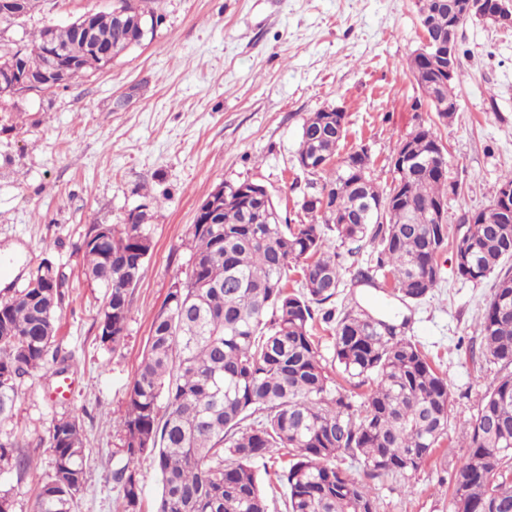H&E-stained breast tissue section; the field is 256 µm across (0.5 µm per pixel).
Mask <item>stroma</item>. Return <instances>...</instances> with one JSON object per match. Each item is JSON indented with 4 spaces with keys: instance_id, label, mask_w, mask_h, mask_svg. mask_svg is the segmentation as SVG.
I'll return each mask as SVG.
<instances>
[{
    "instance_id": "1",
    "label": "stroma",
    "mask_w": 512,
    "mask_h": 512,
    "mask_svg": "<svg viewBox=\"0 0 512 512\" xmlns=\"http://www.w3.org/2000/svg\"><path fill=\"white\" fill-rule=\"evenodd\" d=\"M112 4L44 0L41 11L0 23V46H21L44 26ZM153 8L163 20L151 40L67 88L0 102V247L12 264L0 290L22 287L45 259L63 271L56 343L77 368L65 397L49 396L42 373L25 377L14 417L0 422V439L18 438L35 454L28 473L0 472L12 512H31L37 483L53 469L47 428L67 414L83 416L89 453L78 510L114 512L112 453L128 387L154 315L191 266L196 209L217 185L248 180L268 189L288 223L306 222L302 199L325 180L297 163L309 113L343 108L342 149L367 150L382 187L398 138L433 128L447 150L452 237L462 215L490 205L512 171V29L477 18L460 28L458 109L445 123L409 76L422 44L416 0H155ZM124 93L129 103L114 110ZM136 208L146 214L152 250L130 291L125 342L111 351L97 338L104 291L86 282L79 244L89 225H123ZM328 244L342 262L336 311L385 314L450 385L447 438L411 480L376 482L379 512H449L454 466L467 453L464 428L501 372L471 354L493 281L461 278L448 249L438 258L437 288L405 305L381 289L374 244L355 251L333 235Z\"/></svg>"
}]
</instances>
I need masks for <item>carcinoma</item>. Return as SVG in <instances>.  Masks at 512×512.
<instances>
[{"mask_svg":"<svg viewBox=\"0 0 512 512\" xmlns=\"http://www.w3.org/2000/svg\"><path fill=\"white\" fill-rule=\"evenodd\" d=\"M153 38L162 17L144 0H117ZM74 74L101 67L93 45L128 50L125 31L105 14L91 41L74 23L53 27ZM43 35L16 49H0L20 74L44 66ZM410 74L430 108L441 110L440 76L417 59ZM344 115L319 110L303 118L299 152L321 159L310 174L328 173L321 192L303 199L305 224H272L265 211L241 200L224 205L211 224L194 225L195 252L186 277L174 282L155 314L147 351L128 392L121 419L123 457L112 470L119 512H141L137 461L152 456L161 475L156 512H268L256 462L283 448L293 457L276 474L286 512H378L370 482L409 479L448 436V376L419 344L363 310L336 322L330 376L313 333V306L333 302L341 284V242L377 244L375 268L402 301L419 302L437 287L438 255L453 247L467 280L495 277L479 321L482 355L512 365V200L489 222L472 214L448 241V216L434 204L448 199V157L430 128L398 138L393 154L412 141L419 163L400 183L381 190L370 178L367 152L339 153ZM332 199L322 207V191ZM145 213L125 228L92 224L82 236L83 275L107 289L96 320L100 343L125 338L129 290L142 276L152 248L140 231ZM45 260L24 286L0 298V420L13 414L19 383L36 371L70 373L72 356L55 346L61 288L46 278ZM300 270V289H288ZM366 386L360 405L352 390ZM468 454L455 467L452 512H512V372L496 377L480 398L465 432ZM53 472L34 494V512H76L85 483L81 417L62 416L48 429ZM490 448L501 452L492 455ZM359 464L355 478L338 464ZM33 455L14 439H0V466L25 474Z\"/></svg>","mask_w":512,"mask_h":512,"instance_id":"carcinoma-1","label":"carcinoma"}]
</instances>
